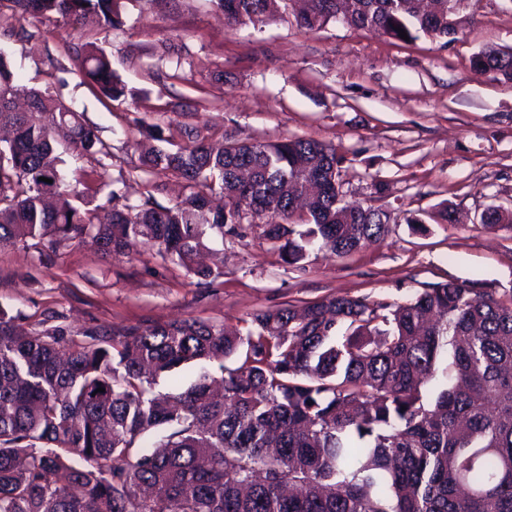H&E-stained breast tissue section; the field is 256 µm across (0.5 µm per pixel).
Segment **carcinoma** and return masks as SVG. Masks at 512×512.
<instances>
[{"label": "carcinoma", "mask_w": 512, "mask_h": 512, "mask_svg": "<svg viewBox=\"0 0 512 512\" xmlns=\"http://www.w3.org/2000/svg\"><path fill=\"white\" fill-rule=\"evenodd\" d=\"M11 2L16 20L124 26L122 0ZM214 2L225 25L261 26L294 0ZM420 2L305 0L295 18L317 30L340 13L398 41L401 29L453 41L448 0L430 12ZM75 66L104 99L134 96L96 42ZM472 66L512 81V48L486 47ZM0 127L13 134L0 145V248L91 235L107 254L148 246L211 283L222 271L199 255L246 221L289 265L313 245L343 256L388 233L387 212L343 201L336 148L303 137L172 145L157 131L141 166L182 179L178 201L130 205L103 172L79 191L63 151L100 161L111 144L49 89L17 83L2 52ZM312 179L319 191L292 224ZM247 323L191 319L69 344L0 306V512H512V299L448 281L402 302L288 303ZM189 363L200 371L186 389L155 390Z\"/></svg>", "instance_id": "cac0c4a2"}]
</instances>
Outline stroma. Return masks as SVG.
Masks as SVG:
<instances>
[{
  "mask_svg": "<svg viewBox=\"0 0 512 512\" xmlns=\"http://www.w3.org/2000/svg\"><path fill=\"white\" fill-rule=\"evenodd\" d=\"M0 0V49L18 80L50 88L112 146L110 178L130 203L174 202L180 182L139 168L142 123L174 143L306 137L344 156L345 202L385 210L384 240L344 256L312 249L304 268L283 262L260 228L214 241L222 277L198 283L155 249L104 255L88 239L30 240L0 249V305L28 331L87 332L109 340L185 319L242 326L249 315L327 296L401 301L428 285L466 282L512 297V81L472 67L488 46L512 48V0H461L454 41L403 42L285 14L225 26L213 0H126L108 38L112 67L135 97L104 106L73 70L94 35L73 23L11 19ZM452 211L453 222L442 221Z\"/></svg>",
  "mask_w": 512,
  "mask_h": 512,
  "instance_id": "35a3bbf8",
  "label": "stroma"
}]
</instances>
